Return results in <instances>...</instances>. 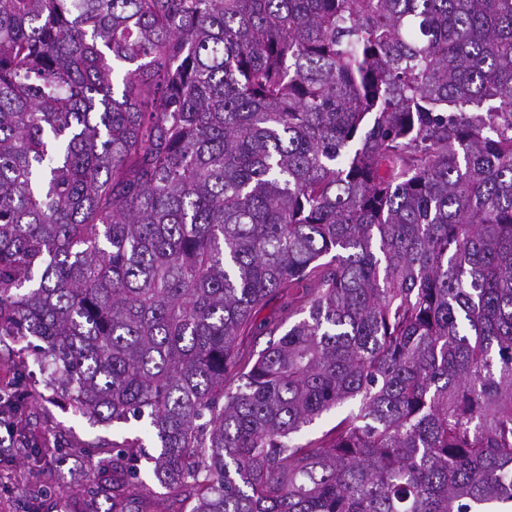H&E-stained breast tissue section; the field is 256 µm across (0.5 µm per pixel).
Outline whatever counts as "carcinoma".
<instances>
[{"instance_id": "carcinoma-1", "label": "carcinoma", "mask_w": 512, "mask_h": 512, "mask_svg": "<svg viewBox=\"0 0 512 512\" xmlns=\"http://www.w3.org/2000/svg\"><path fill=\"white\" fill-rule=\"evenodd\" d=\"M0 336L193 512L512 503V0H0ZM302 293L301 288H293L288 291L285 290L283 293H279L273 296L265 305V307L257 314L256 323L260 322H282V327L277 332V334L284 332L288 329V325L291 324L296 317H293L288 320V310H284L285 302L288 299V296L292 299L293 297H300ZM344 408L331 412L317 419L313 424L304 428L296 437L298 443L304 444L309 440L320 438L343 417Z\"/></svg>"}]
</instances>
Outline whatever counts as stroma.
Here are the masks:
<instances>
[{
	"label": "stroma",
	"instance_id": "1",
	"mask_svg": "<svg viewBox=\"0 0 512 512\" xmlns=\"http://www.w3.org/2000/svg\"><path fill=\"white\" fill-rule=\"evenodd\" d=\"M32 336L0 338V387L15 385L25 393L24 409L11 425H0V512H108L112 498H138L142 512H192V485L164 486L141 462L142 485L125 484L112 471V447L142 435L140 423H93L74 411L57 373ZM34 438L37 455L20 446ZM98 495L87 498L88 480Z\"/></svg>",
	"mask_w": 512,
	"mask_h": 512
}]
</instances>
